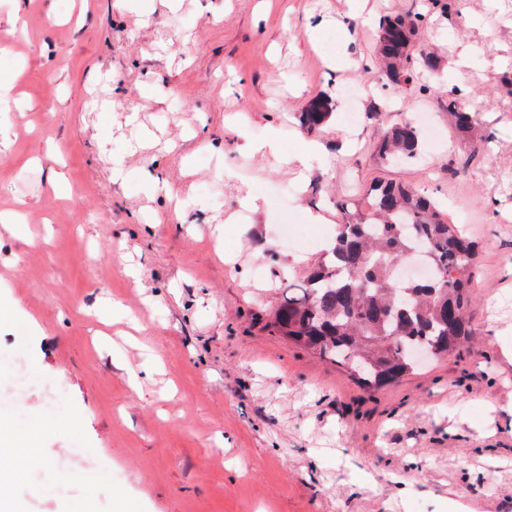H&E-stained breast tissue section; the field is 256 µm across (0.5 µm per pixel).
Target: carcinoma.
I'll list each match as a JSON object with an SVG mask.
<instances>
[{"label":"carcinoma","mask_w":512,"mask_h":512,"mask_svg":"<svg viewBox=\"0 0 512 512\" xmlns=\"http://www.w3.org/2000/svg\"><path fill=\"white\" fill-rule=\"evenodd\" d=\"M427 15L382 17L376 62L384 86L402 95L430 92L417 85V71H433L436 57L418 42ZM332 117V100L314 98L300 122L317 133ZM448 117L459 132L468 131L474 115L448 94ZM386 161H411L419 155V132L410 122L391 126L377 143ZM366 208L348 212L336 225L334 243L298 277H284L276 305L254 313L260 329L284 336L300 347L340 366L368 388L387 386L448 354L471 335L468 310L478 248L452 223L438 204L413 187L378 182L369 187ZM419 250L432 275L402 281L398 262Z\"/></svg>","instance_id":"obj_1"}]
</instances>
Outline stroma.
Returning a JSON list of instances; mask_svg holds the SVG:
<instances>
[{
	"label": "stroma",
	"instance_id": "stroma-1",
	"mask_svg": "<svg viewBox=\"0 0 512 512\" xmlns=\"http://www.w3.org/2000/svg\"><path fill=\"white\" fill-rule=\"evenodd\" d=\"M368 5L429 15L434 95L393 111L381 72L349 67L378 30L351 0H152L146 26L115 0H26L21 33L0 0V70L16 74L0 90V211L28 228H0V355L29 377L12 401L0 376V421L40 426L17 512H448L459 495L512 512V0ZM324 15L352 31L331 56L308 31ZM461 82L466 133L445 115ZM323 93L334 113L311 137L299 114ZM417 115L435 128L427 165L382 162L387 128ZM272 133L277 154L251 152ZM310 137L323 151L297 170L285 158ZM115 156L161 192L114 183ZM377 180L432 195L479 258L470 340L368 389L251 313L276 273L320 256L337 198Z\"/></svg>",
	"mask_w": 512,
	"mask_h": 512
}]
</instances>
